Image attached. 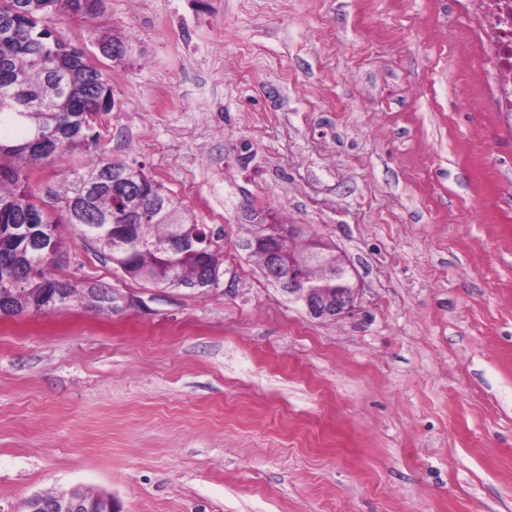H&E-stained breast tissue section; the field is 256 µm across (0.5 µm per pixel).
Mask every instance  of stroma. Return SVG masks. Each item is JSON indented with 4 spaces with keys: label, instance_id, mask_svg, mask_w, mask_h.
Segmentation results:
<instances>
[{
    "label": "stroma",
    "instance_id": "1",
    "mask_svg": "<svg viewBox=\"0 0 512 512\" xmlns=\"http://www.w3.org/2000/svg\"><path fill=\"white\" fill-rule=\"evenodd\" d=\"M106 75L97 153L223 227L224 283L0 318V512H512V128L479 0H106L57 16ZM130 58H103V32ZM254 212L337 246L361 312L312 319L241 249ZM113 501L112 495L103 491L94 500H88L84 497L83 487L75 486L61 490L51 503L43 502L40 494H34L22 503L21 510L17 512H92L94 507L100 512H112Z\"/></svg>",
    "mask_w": 512,
    "mask_h": 512
}]
</instances>
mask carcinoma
<instances>
[{"label": "carcinoma", "mask_w": 512, "mask_h": 512, "mask_svg": "<svg viewBox=\"0 0 512 512\" xmlns=\"http://www.w3.org/2000/svg\"><path fill=\"white\" fill-rule=\"evenodd\" d=\"M103 8L104 0H0V316L76 299L112 310V288L51 274L62 254L54 210L133 281L199 293L223 283L222 233L199 223L143 166L97 155L81 170L61 171V189L45 198L31 186L36 168L98 143V121L113 110L103 72L52 26L63 12L97 18ZM126 44L112 35L100 47L121 60ZM298 255L309 281L336 286L319 271L335 260L332 247L315 260Z\"/></svg>", "instance_id": "cac0c4a2"}]
</instances>
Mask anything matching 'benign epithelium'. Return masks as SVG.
<instances>
[{
	"mask_svg": "<svg viewBox=\"0 0 512 512\" xmlns=\"http://www.w3.org/2000/svg\"><path fill=\"white\" fill-rule=\"evenodd\" d=\"M256 235L252 243L246 245L250 249L263 245L267 251L266 277L277 285L288 297L302 303L306 313L313 319L320 321H339L355 317L360 311L363 288L360 283H355L352 288H338L336 291H326L322 288L299 287L301 279L293 273H288V278H283L279 273V267L283 262L288 266H298L301 260L295 255L288 245L300 237L308 238L311 248H318L322 241L318 236L308 233L298 224H270L264 222L262 216L255 219ZM142 303V300L129 294H124L115 289L112 292V307L124 312L129 308ZM114 498L106 492H99L93 500L84 497L83 487L75 486L59 492L55 500L45 503L40 495L34 494L26 499L19 512H92L97 508L100 512H112Z\"/></svg>",
	"mask_w": 512,
	"mask_h": 512,
	"instance_id": "7a95c632",
	"label": "benign epithelium"
}]
</instances>
